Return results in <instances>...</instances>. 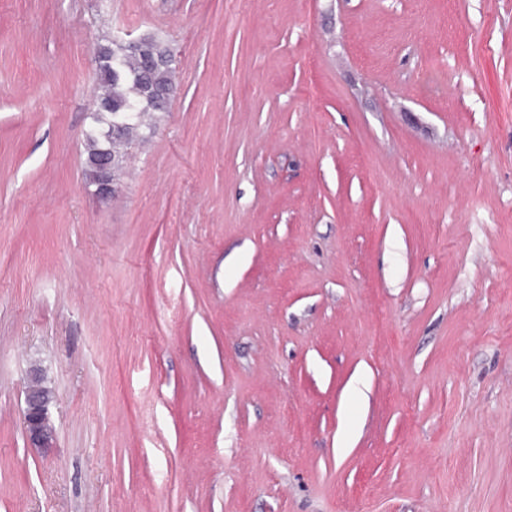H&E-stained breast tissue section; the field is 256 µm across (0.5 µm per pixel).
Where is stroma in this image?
Returning <instances> with one entry per match:
<instances>
[{"mask_svg": "<svg viewBox=\"0 0 512 512\" xmlns=\"http://www.w3.org/2000/svg\"><path fill=\"white\" fill-rule=\"evenodd\" d=\"M0 512H512V0H0ZM115 42V43H112ZM121 45L130 53L145 52V38L113 39L107 43H99L100 52L104 61L98 69V86L93 91L92 97L99 102L107 104L110 109L102 111L95 118H92L93 125L86 133L85 153L86 167L85 175L90 176L91 162L102 149H108L112 157L118 161V178L121 175V163L126 157L128 145L138 134L143 124L144 117L149 112H165L171 96L166 100L162 93L167 91L173 84L174 57L169 63L150 64L146 60L124 53ZM112 68V70L109 68ZM98 103L99 108L104 104ZM131 112H137L138 117L132 121L124 136L105 140L102 133L109 124L116 120L119 113L127 112L129 104ZM114 160L103 158L98 165L97 178L93 183L94 193L99 197L106 199L112 196L116 190L117 180L115 178ZM49 401L26 390L23 418L29 448L47 449L53 446L55 428L49 415Z\"/></svg>", "mask_w": 512, "mask_h": 512, "instance_id": "stroma-1", "label": "stroma"}]
</instances>
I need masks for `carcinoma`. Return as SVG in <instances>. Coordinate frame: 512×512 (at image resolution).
<instances>
[{"label":"carcinoma","mask_w":512,"mask_h":512,"mask_svg":"<svg viewBox=\"0 0 512 512\" xmlns=\"http://www.w3.org/2000/svg\"><path fill=\"white\" fill-rule=\"evenodd\" d=\"M104 63L98 68V86L93 98L109 106L95 118L86 133L85 175L91 173V162L102 149L123 162L128 145L138 134L144 117L150 112H164L169 101L162 93L173 84L174 61L165 64H150L146 60L124 53L121 46L107 42L99 44ZM140 107L138 117L132 121L124 136L105 140L103 131L116 120L119 114L126 112L130 104Z\"/></svg>","instance_id":"1"}]
</instances>
